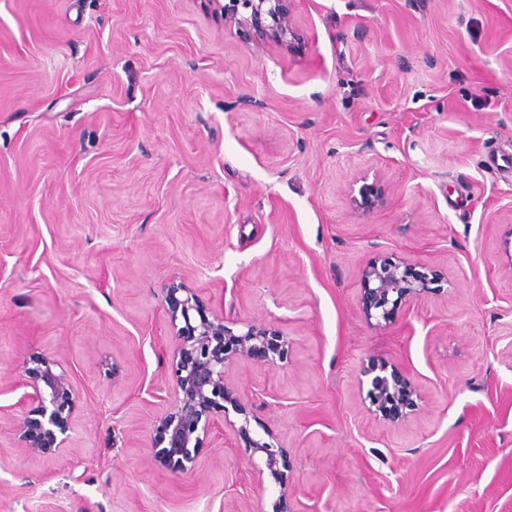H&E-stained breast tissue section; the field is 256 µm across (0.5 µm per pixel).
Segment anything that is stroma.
<instances>
[{
	"label": "stroma",
	"mask_w": 512,
	"mask_h": 512,
	"mask_svg": "<svg viewBox=\"0 0 512 512\" xmlns=\"http://www.w3.org/2000/svg\"><path fill=\"white\" fill-rule=\"evenodd\" d=\"M291 8L289 50L204 0H0V406L34 354L76 396L48 458L0 420V512H272L283 482L288 512H512V0ZM377 251L445 278L384 330ZM174 280L288 339L231 372L249 435L216 428L188 476L155 459ZM372 359L421 387L408 427L366 412ZM359 196H351V208L354 212L369 213L379 208L383 204V198L379 193L368 186H362L359 190ZM249 448L253 450V452H262L265 454V469L267 474L274 479V481L281 482L280 474L278 471V457L281 454V447L278 445L263 442L260 443L258 441L251 440L249 442Z\"/></svg>",
	"instance_id": "1"
}]
</instances>
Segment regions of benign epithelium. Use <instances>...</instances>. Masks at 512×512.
<instances>
[{
    "mask_svg": "<svg viewBox=\"0 0 512 512\" xmlns=\"http://www.w3.org/2000/svg\"><path fill=\"white\" fill-rule=\"evenodd\" d=\"M212 13L228 25L248 33L257 45L271 40L282 46H291L296 40L291 22L292 0H208ZM250 10L249 15L239 14L238 7ZM351 208L358 213H369L383 204V198L368 186L351 196ZM362 283L360 304L367 322L378 328L389 326L402 307H411L429 293L440 281L436 271L416 269L405 258L385 253L374 254L360 271ZM165 302L169 323L180 341L174 354L170 378L173 400L169 408L157 417L156 430L160 442L167 443L157 452L159 462L170 466L179 474L188 475L197 467V448L210 435L215 421L210 418L213 410L228 412L242 410L241 398L229 384V372L240 362L260 358L270 365L287 358L288 341L274 326L251 323L241 334H234L228 327L224 314L208 311L198 295L183 281H173L166 288ZM35 368L31 369L42 385L24 393L15 406L0 407V417L15 415L26 406L34 417L26 416L20 424V442L23 450L37 458L55 455L66 439L72 425L73 386L68 375L54 371V360L35 355ZM389 363L372 361L362 375L369 380H359V386H368L367 411L379 420L394 427L406 425L421 398L418 384L409 377L388 370ZM249 448L265 454V468L253 473L258 485L264 484V475L281 483L278 502L288 498V487L281 482L278 457L281 447L250 441Z\"/></svg>",
    "mask_w": 512,
    "mask_h": 512,
    "instance_id": "benign-epithelium-1",
    "label": "benign epithelium"
}]
</instances>
